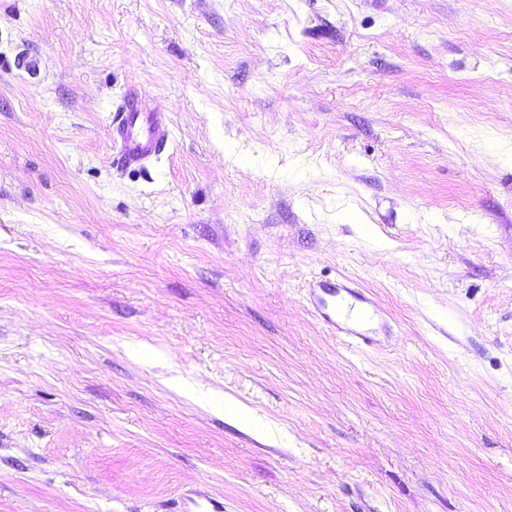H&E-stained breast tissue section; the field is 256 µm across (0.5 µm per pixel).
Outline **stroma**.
<instances>
[{
  "mask_svg": "<svg viewBox=\"0 0 512 512\" xmlns=\"http://www.w3.org/2000/svg\"><path fill=\"white\" fill-rule=\"evenodd\" d=\"M195 492L512 512V0H0V512ZM112 142L118 146L117 163L137 169L161 154L171 140L170 120L165 112H144L131 94L111 113ZM315 298L319 314L337 332L362 342L369 340L370 329L364 326L371 318V310L378 315V307L369 297L346 283L321 281ZM354 310L357 315L352 316Z\"/></svg>",
  "mask_w": 512,
  "mask_h": 512,
  "instance_id": "35a3bbf8",
  "label": "stroma"
}]
</instances>
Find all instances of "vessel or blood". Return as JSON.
<instances>
[{
  "mask_svg": "<svg viewBox=\"0 0 512 512\" xmlns=\"http://www.w3.org/2000/svg\"><path fill=\"white\" fill-rule=\"evenodd\" d=\"M110 131L117 146V163L137 169L161 154L171 140L170 120L163 112L143 111L134 96H125L111 115ZM316 308L325 322L339 333L365 341L366 327L375 308L366 295L340 281L319 282Z\"/></svg>",
  "mask_w": 512,
  "mask_h": 512,
  "instance_id": "vessel-or-blood-1",
  "label": "vessel or blood"
}]
</instances>
